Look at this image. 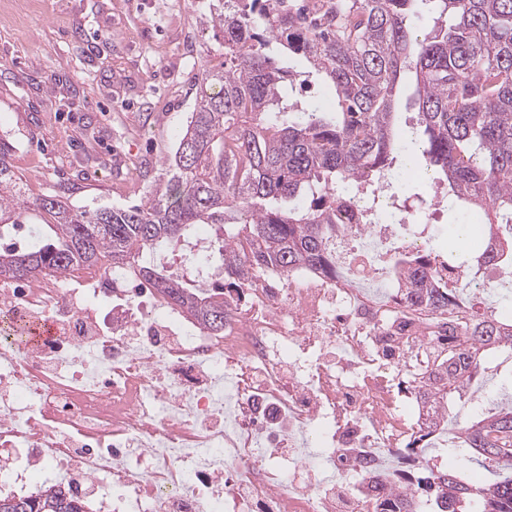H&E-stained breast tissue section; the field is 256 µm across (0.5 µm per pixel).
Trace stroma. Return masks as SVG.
Masks as SVG:
<instances>
[{
  "mask_svg": "<svg viewBox=\"0 0 512 512\" xmlns=\"http://www.w3.org/2000/svg\"><path fill=\"white\" fill-rule=\"evenodd\" d=\"M209 0H0V138L30 196L60 194L79 209L121 206L147 198L164 177L161 160L176 144L195 85L216 47L202 23ZM396 143L418 138L416 82L402 72L396 86ZM427 179L390 181L389 195L429 225L428 248L446 254L451 212L431 221L423 208ZM477 405L449 403L450 427L429 448L441 466L489 477L477 462L449 455L453 424L476 407L512 396V364L486 359L471 386Z\"/></svg>",
  "mask_w": 512,
  "mask_h": 512,
  "instance_id": "obj_1",
  "label": "stroma"
}]
</instances>
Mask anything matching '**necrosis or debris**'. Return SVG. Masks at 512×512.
Segmentation results:
<instances>
[{
  "mask_svg": "<svg viewBox=\"0 0 512 512\" xmlns=\"http://www.w3.org/2000/svg\"><path fill=\"white\" fill-rule=\"evenodd\" d=\"M372 176L336 207V274L265 270L204 330L126 269L0 276V491L65 480L100 512H366L421 465L407 364L445 346L386 265L424 252Z\"/></svg>",
  "mask_w": 512,
  "mask_h": 512,
  "instance_id": "necrosis-or-debris-1",
  "label": "necrosis or debris"
}]
</instances>
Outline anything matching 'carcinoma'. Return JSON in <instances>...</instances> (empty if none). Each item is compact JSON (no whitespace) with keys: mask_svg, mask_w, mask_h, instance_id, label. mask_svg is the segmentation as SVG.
Instances as JSON below:
<instances>
[{"mask_svg":"<svg viewBox=\"0 0 512 512\" xmlns=\"http://www.w3.org/2000/svg\"><path fill=\"white\" fill-rule=\"evenodd\" d=\"M436 5L432 29L408 25L418 3ZM456 23L448 26V15ZM205 23L224 40V61H208L193 109L172 154L168 178L146 201L79 210L58 194L30 198L0 139V240L40 218L33 242L0 245V276L35 281L94 267L126 268L157 288L204 329L224 331V298L194 288L142 254L188 247L195 228L224 234V277L249 281L253 271L298 268L336 273L330 241L336 234L337 187L358 176L383 175L393 165L394 92L412 70L424 145L410 165L445 177L448 206L484 211L483 233L512 230V0H216ZM276 39L323 74L336 113L302 108L289 98L306 73L279 66L267 53ZM239 228L225 233L224 225ZM458 238L448 240V263H468ZM405 294L436 315L448 311V289L427 252L407 261ZM449 342L413 371L422 402L448 415L482 369L486 354L512 352V323L492 310L445 329ZM448 452L472 456L492 475L475 488L462 470L438 467L424 481L387 492L390 512H512V404L469 418ZM0 512H93L66 482L24 494H0Z\"/></svg>","mask_w":512,"mask_h":512,"instance_id":"cac0c4a2","label":"carcinoma"}]
</instances>
